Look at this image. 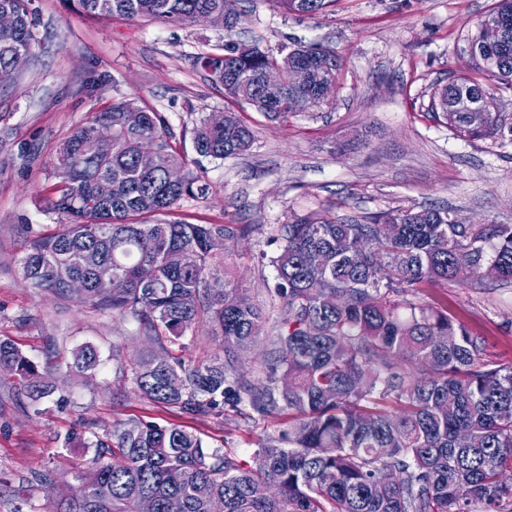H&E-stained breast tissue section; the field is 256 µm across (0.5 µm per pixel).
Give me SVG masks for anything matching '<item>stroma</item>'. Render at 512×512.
<instances>
[{
	"label": "stroma",
	"mask_w": 512,
	"mask_h": 512,
	"mask_svg": "<svg viewBox=\"0 0 512 512\" xmlns=\"http://www.w3.org/2000/svg\"><path fill=\"white\" fill-rule=\"evenodd\" d=\"M493 0H336L316 17L287 14L274 0H239L234 38L272 49L294 42L330 48L342 60L332 104L273 122L226 99L194 64L224 41L204 23L95 17L68 0H34L40 43L18 79L0 86V338L46 373L53 394L35 403L16 375L0 374V512H44L57 488L91 466L94 449L68 448L142 419L182 423L213 448L250 466L283 419L251 421L224 411L202 419L149 404L132 371L152 351L137 323L75 298L32 287L20 258L28 243L55 231L46 208L57 182V152L75 127L112 102L136 98L163 113L185 151L206 116L234 112L253 131L244 154L207 165V198L182 199L175 218L192 224H247L225 242L214 273L266 299L276 283L277 225L326 211L372 216L433 205L465 224L512 225V141L464 140L431 101L449 71H469L467 39ZM420 301L446 307L486 341V355L512 364V287L423 288ZM91 345L100 363L70 373L73 354ZM50 475L48 483L36 473Z\"/></svg>",
	"instance_id": "1"
}]
</instances>
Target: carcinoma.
I'll return each instance as SVG.
<instances>
[{"mask_svg":"<svg viewBox=\"0 0 512 512\" xmlns=\"http://www.w3.org/2000/svg\"><path fill=\"white\" fill-rule=\"evenodd\" d=\"M27 0H0V13L16 24L0 30V85L12 81L13 56L33 52L35 20ZM94 16H123L170 25L229 13L240 21L236 0H71ZM287 13L316 16L336 0H276ZM489 14L506 26L505 39L483 52H469L489 81L456 72L434 92L432 111L448 120L456 136L476 140L512 136L503 123L494 90H512V0H494ZM319 51L296 44L273 51L227 35L224 43L196 57L224 96L268 119L300 112L301 101L321 107L333 101L341 69L313 71L301 100L288 95L289 66ZM278 64L282 88L263 86L265 67ZM477 105L481 112H472ZM112 125V155L94 147L97 125ZM167 118L133 100L114 102L76 127L60 148L59 181L48 209L67 217L51 235L30 244L21 258L24 276L41 290L70 298L65 285L79 277L82 299L103 311L129 316L143 338L169 351L203 325L222 338L223 354L187 366L177 357L143 360L133 372L148 403L202 418L228 408L244 417L288 415V429L258 443L253 465L211 449L177 424L131 420L93 442L97 458L78 471L54 512H137L144 497L156 512L170 498L183 512H471L481 503L500 512L512 503V366L483 358L484 339L448 312L422 305L421 289L441 282L480 288L512 287V225L456 224L434 207L400 208L367 217L295 215L277 228L281 240L272 259L276 313L238 287L209 275L211 238L226 241L247 225L188 224L169 220L185 197L209 192L203 160H223L246 151L251 130L235 112L214 125L204 119L192 131L197 154L188 158L173 142ZM152 141L159 163L143 171L137 156ZM178 168L184 181L166 180ZM392 226L383 234L382 225ZM363 236L370 246L353 251ZM185 250L197 264L181 266ZM93 252L112 264L115 281L98 284L84 257ZM141 266L154 270L148 283ZM260 368L249 377L241 350L253 345L267 322ZM100 362L91 345L77 350L70 369L81 375ZM0 366L19 375L33 401L53 387L9 340H0ZM184 376L178 391L165 375ZM106 482L112 497L94 485Z\"/></svg>","mask_w":512,"mask_h":512,"instance_id":"cac0c4a2","label":"carcinoma"}]
</instances>
